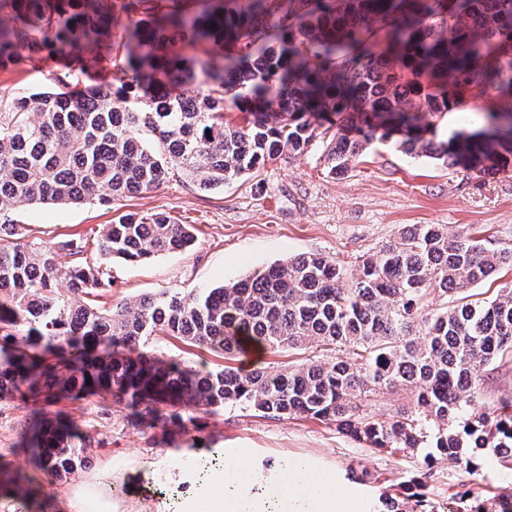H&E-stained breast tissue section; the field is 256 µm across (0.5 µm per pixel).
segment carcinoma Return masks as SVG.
<instances>
[{"label":"carcinoma","instance_id":"obj_1","mask_svg":"<svg viewBox=\"0 0 512 512\" xmlns=\"http://www.w3.org/2000/svg\"><path fill=\"white\" fill-rule=\"evenodd\" d=\"M4 10L1 72L44 52L67 68L54 89L0 94V238L17 234L6 214L15 206L110 207L179 173L215 189L320 141L337 176L376 141L483 174L512 156V0H0ZM183 42L203 54L168 52ZM109 66L119 86L69 91ZM193 80L205 96L184 89ZM465 96L500 105L480 127L437 139L427 117ZM229 107L243 124L225 120ZM195 241L191 225L155 214L122 215L91 244L73 234L1 245L0 400L109 397L173 424L188 406L231 405L333 422L352 440L421 457L426 478L440 459L475 472L486 450L512 467V414L472 409L482 369L512 362V289L492 299L473 290L512 267V249L413 224L353 280L335 260L308 254L192 298L162 292L100 306L112 280L84 257L87 245L101 259L138 262ZM62 256L72 258L66 267ZM157 333L230 361L252 350L305 359L276 373H202L139 352ZM383 389L410 394L413 410L376 412ZM101 444L32 409L25 447L47 477L72 474ZM26 482L0 468V496ZM467 497L470 512H512L511 492L495 494L490 511L482 493ZM425 502L382 496L386 512H436Z\"/></svg>","mask_w":512,"mask_h":512}]
</instances>
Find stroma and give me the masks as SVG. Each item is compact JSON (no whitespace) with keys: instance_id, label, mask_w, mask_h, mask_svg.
<instances>
[{"instance_id":"obj_1","label":"stroma","mask_w":512,"mask_h":512,"mask_svg":"<svg viewBox=\"0 0 512 512\" xmlns=\"http://www.w3.org/2000/svg\"><path fill=\"white\" fill-rule=\"evenodd\" d=\"M61 69V58L41 55L21 69L0 73V92L54 87ZM493 106V100L473 98L456 107L455 118L435 116L438 139L476 127ZM157 212L192 225L193 250L138 264L120 258L104 262L112 280L109 305L163 291L191 297L299 253L335 258L351 278L362 257L378 253L412 224H444L452 233L468 228L497 248L512 249V159L495 173L478 175L445 170L425 158L413 160L394 142H377L347 175L336 177L329 174L319 147L297 160L267 161L253 176L230 181L220 190L176 176L108 208L32 205L12 209L10 215L26 241L48 243L71 234L94 238L124 213L147 217ZM140 349L199 370L225 365L221 356L169 336L146 337ZM506 398L512 399V362L485 369L474 406L496 408ZM59 408L79 428L102 439V446L87 449L85 466L66 479L46 478L17 448L27 409L0 401V455L33 479L31 500L0 497V512H71L72 492L87 481L108 492L112 512H185L187 502L209 485L199 462L223 465L228 448L245 451L266 467L313 456L343 476L350 469H364L371 478L363 487L375 496L386 491L405 495L419 474L413 459L352 441L334 424L315 419L262 417L226 406L212 415L194 412L192 422L182 427L167 423L150 428L134 424L125 406L95 398L63 401ZM478 483L512 490V469L487 458L472 473L442 461L424 493L443 512H461L463 493Z\"/></svg>"}]
</instances>
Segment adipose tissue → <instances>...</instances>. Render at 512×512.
Returning a JSON list of instances; mask_svg holds the SVG:
<instances>
[{"instance_id":"1","label":"adipose tissue","mask_w":512,"mask_h":512,"mask_svg":"<svg viewBox=\"0 0 512 512\" xmlns=\"http://www.w3.org/2000/svg\"><path fill=\"white\" fill-rule=\"evenodd\" d=\"M190 512H375L362 488L345 482L318 461L288 459L271 468L240 453L224 455L205 502Z\"/></svg>"}]
</instances>
